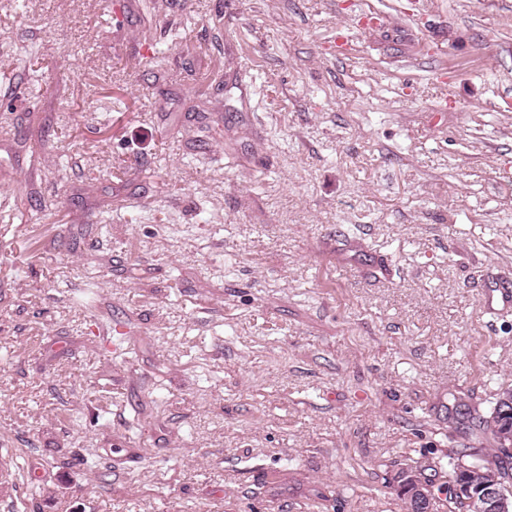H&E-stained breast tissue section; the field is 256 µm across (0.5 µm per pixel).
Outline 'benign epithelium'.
<instances>
[{
  "label": "benign epithelium",
  "instance_id": "benign-epithelium-1",
  "mask_svg": "<svg viewBox=\"0 0 512 512\" xmlns=\"http://www.w3.org/2000/svg\"><path fill=\"white\" fill-rule=\"evenodd\" d=\"M500 427L497 429L498 447L512 453V388H505L498 397ZM508 476L495 467L482 472L463 464L455 468L452 488L467 505L468 512H512V498L504 494L502 486ZM399 493L408 502L409 512H434L437 501L433 485L420 470L410 467L397 476Z\"/></svg>",
  "mask_w": 512,
  "mask_h": 512
}]
</instances>
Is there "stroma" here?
<instances>
[{
    "instance_id": "1",
    "label": "stroma",
    "mask_w": 512,
    "mask_h": 512,
    "mask_svg": "<svg viewBox=\"0 0 512 512\" xmlns=\"http://www.w3.org/2000/svg\"><path fill=\"white\" fill-rule=\"evenodd\" d=\"M12 57L0 512H403L495 458L448 409L512 386V0H0ZM399 493L408 502L410 512H433L437 501L434 487L421 475L420 470L410 467L397 476Z\"/></svg>"
}]
</instances>
